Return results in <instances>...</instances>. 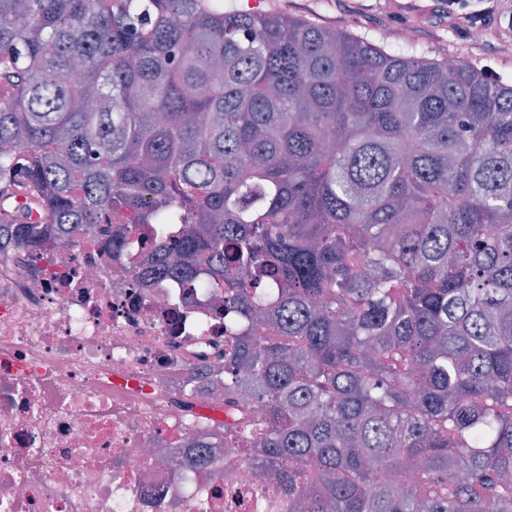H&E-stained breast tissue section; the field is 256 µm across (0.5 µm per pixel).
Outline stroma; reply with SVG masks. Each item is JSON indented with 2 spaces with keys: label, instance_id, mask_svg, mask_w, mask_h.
Returning a JSON list of instances; mask_svg holds the SVG:
<instances>
[{
  "label": "stroma",
  "instance_id": "1",
  "mask_svg": "<svg viewBox=\"0 0 512 512\" xmlns=\"http://www.w3.org/2000/svg\"><path fill=\"white\" fill-rule=\"evenodd\" d=\"M261 10L342 28L371 40L385 32L394 45L404 43L406 33L412 31L416 48L426 55H437L442 45L448 53L476 62L493 55L499 70L512 74L511 56L495 55L489 44L472 49L449 28L440 0H264Z\"/></svg>",
  "mask_w": 512,
  "mask_h": 512
}]
</instances>
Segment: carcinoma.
<instances>
[{"label": "carcinoma", "mask_w": 512, "mask_h": 512, "mask_svg": "<svg viewBox=\"0 0 512 512\" xmlns=\"http://www.w3.org/2000/svg\"><path fill=\"white\" fill-rule=\"evenodd\" d=\"M127 223L224 288L213 435L292 512H512V76L224 0H0V233L118 259Z\"/></svg>", "instance_id": "obj_1"}]
</instances>
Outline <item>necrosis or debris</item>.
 Segmentation results:
<instances>
[{"label": "necrosis or debris", "instance_id": "necrosis-or-debris-1", "mask_svg": "<svg viewBox=\"0 0 512 512\" xmlns=\"http://www.w3.org/2000/svg\"><path fill=\"white\" fill-rule=\"evenodd\" d=\"M90 238L0 244V512H288L200 380L224 341L223 289L139 275Z\"/></svg>", "mask_w": 512, "mask_h": 512}]
</instances>
